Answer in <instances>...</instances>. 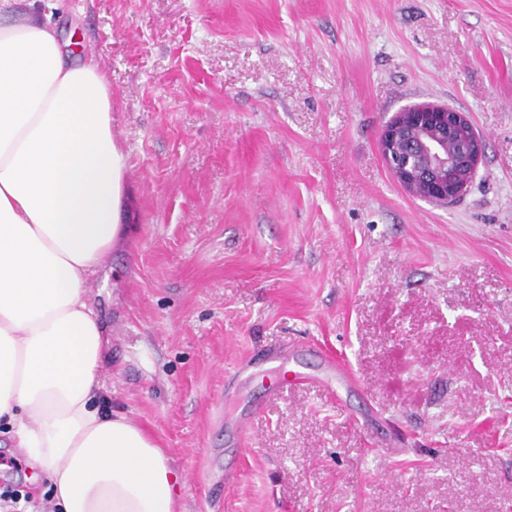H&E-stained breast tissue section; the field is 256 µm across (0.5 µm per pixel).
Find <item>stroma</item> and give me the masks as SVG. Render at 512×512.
<instances>
[{"mask_svg": "<svg viewBox=\"0 0 512 512\" xmlns=\"http://www.w3.org/2000/svg\"><path fill=\"white\" fill-rule=\"evenodd\" d=\"M112 84L133 229L92 287L101 392L178 512H512V0H62ZM485 152L441 207L382 126ZM310 383L280 391L275 355ZM329 350L359 382L334 403ZM379 149L400 185L431 204L447 206L467 192L484 142L464 112L428 102L395 112L382 128Z\"/></svg>", "mask_w": 512, "mask_h": 512, "instance_id": "obj_1", "label": "stroma"}]
</instances>
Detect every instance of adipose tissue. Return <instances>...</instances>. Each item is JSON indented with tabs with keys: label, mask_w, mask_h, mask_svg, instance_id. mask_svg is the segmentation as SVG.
Returning a JSON list of instances; mask_svg holds the SVG:
<instances>
[{
	"label": "adipose tissue",
	"mask_w": 512,
	"mask_h": 512,
	"mask_svg": "<svg viewBox=\"0 0 512 512\" xmlns=\"http://www.w3.org/2000/svg\"><path fill=\"white\" fill-rule=\"evenodd\" d=\"M52 6L0 0V427L54 512H177L162 449L99 405L107 338L89 286L126 232V161L112 88L93 56L66 62Z\"/></svg>",
	"instance_id": "ef3b65f1"
}]
</instances>
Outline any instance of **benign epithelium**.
<instances>
[{
	"label": "benign epithelium",
	"instance_id": "benign-epithelium-1",
	"mask_svg": "<svg viewBox=\"0 0 512 512\" xmlns=\"http://www.w3.org/2000/svg\"><path fill=\"white\" fill-rule=\"evenodd\" d=\"M379 149L400 185L431 204L447 206L467 192L484 142L465 113L428 102L394 113L382 128Z\"/></svg>",
	"mask_w": 512,
	"mask_h": 512
}]
</instances>
